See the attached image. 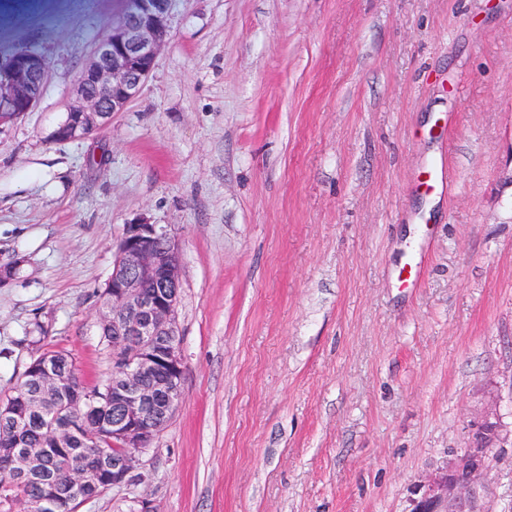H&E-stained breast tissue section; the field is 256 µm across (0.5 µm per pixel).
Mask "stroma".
Returning a JSON list of instances; mask_svg holds the SVG:
<instances>
[{"mask_svg": "<svg viewBox=\"0 0 512 512\" xmlns=\"http://www.w3.org/2000/svg\"><path fill=\"white\" fill-rule=\"evenodd\" d=\"M122 7L0 0V51L49 67L0 128V396L40 347L105 379L113 244L182 245L181 403L77 512H411L488 419L482 509L512 512V0H176L139 96L52 141Z\"/></svg>", "mask_w": 512, "mask_h": 512, "instance_id": "obj_1", "label": "stroma"}]
</instances>
